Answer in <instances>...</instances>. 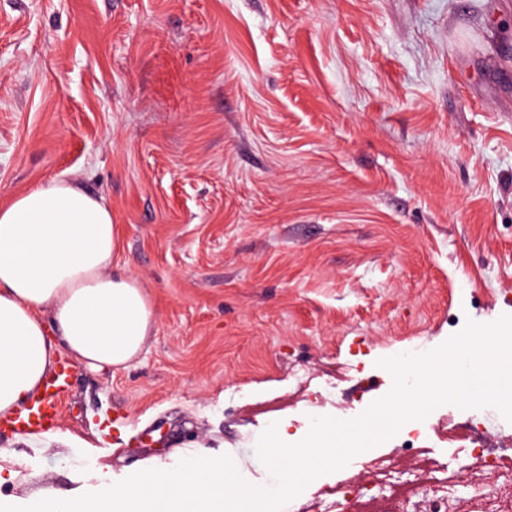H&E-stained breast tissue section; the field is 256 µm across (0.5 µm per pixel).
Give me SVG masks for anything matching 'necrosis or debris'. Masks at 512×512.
<instances>
[{
  "label": "necrosis or debris",
  "instance_id": "4bbe7bcc",
  "mask_svg": "<svg viewBox=\"0 0 512 512\" xmlns=\"http://www.w3.org/2000/svg\"><path fill=\"white\" fill-rule=\"evenodd\" d=\"M472 419L462 442L443 437L440 457L429 454L428 430L409 423L400 430L401 442L391 452H376L357 465L340 469L334 482L323 484L313 499L296 497L288 512H314L326 501L328 512H371L381 500V512H512V440L487 447ZM408 462L415 470L410 484H401L396 466ZM467 496H460V485Z\"/></svg>",
  "mask_w": 512,
  "mask_h": 512
}]
</instances>
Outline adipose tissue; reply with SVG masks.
<instances>
[{
    "instance_id": "obj_1",
    "label": "adipose tissue",
    "mask_w": 512,
    "mask_h": 512,
    "mask_svg": "<svg viewBox=\"0 0 512 512\" xmlns=\"http://www.w3.org/2000/svg\"><path fill=\"white\" fill-rule=\"evenodd\" d=\"M120 239L105 199L64 179L0 207V415L39 388L57 351L101 370L142 352L153 309L113 270Z\"/></svg>"
}]
</instances>
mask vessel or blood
<instances>
[{
	"label": "vessel or blood",
	"mask_w": 512,
	"mask_h": 512,
	"mask_svg": "<svg viewBox=\"0 0 512 512\" xmlns=\"http://www.w3.org/2000/svg\"><path fill=\"white\" fill-rule=\"evenodd\" d=\"M74 371V364L61 363L53 374L45 379L40 392L31 399L24 410L0 420V429L29 437L43 433L58 420L57 398L68 386Z\"/></svg>",
	"instance_id": "b4317fda"
}]
</instances>
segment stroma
Returning a JSON list of instances; mask_svg holds the SVG:
<instances>
[{
	"instance_id": "1",
	"label": "stroma",
	"mask_w": 512,
	"mask_h": 512,
	"mask_svg": "<svg viewBox=\"0 0 512 512\" xmlns=\"http://www.w3.org/2000/svg\"><path fill=\"white\" fill-rule=\"evenodd\" d=\"M56 178L111 205L154 323L0 430V505L199 448L273 485L269 425L512 315V0H0V205ZM74 371V364L61 363L53 374L45 379L40 392L31 399L24 410L0 420V429H8L15 434L29 437L43 433L58 420L57 398L68 386ZM51 389H54V392H51Z\"/></svg>"
}]
</instances>
